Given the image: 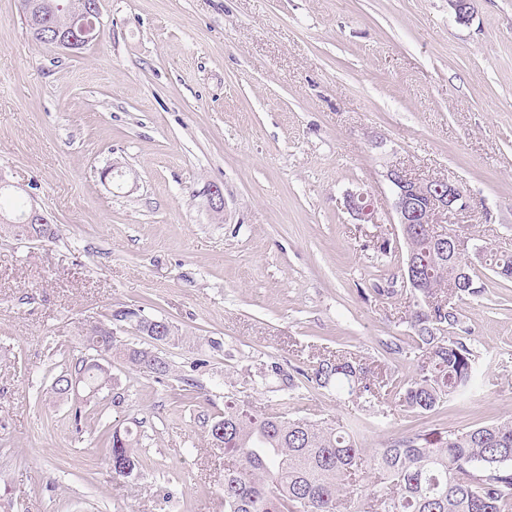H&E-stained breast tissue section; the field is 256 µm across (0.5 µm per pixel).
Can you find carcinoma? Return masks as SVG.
<instances>
[{
  "label": "carcinoma",
  "mask_w": 512,
  "mask_h": 512,
  "mask_svg": "<svg viewBox=\"0 0 512 512\" xmlns=\"http://www.w3.org/2000/svg\"><path fill=\"white\" fill-rule=\"evenodd\" d=\"M461 238L455 229L439 239L427 224L409 225L407 250L418 284L410 328L413 348L422 352L415 378L371 380L351 355L323 359L298 374L320 388L334 384L364 407L392 395L418 413L470 390L475 353L457 336L461 318L452 299L477 296L483 284L456 250ZM491 271L512 282V256L495 259ZM121 316L125 313L116 310L89 329V349L98 355L118 349L112 320ZM123 355L159 378L169 373V363L145 349L125 347ZM107 384L105 368L88 358L56 376L52 390L67 397L81 388L91 399ZM208 433L232 460L224 468V512H343L347 491L371 470L381 487L368 494L362 512H512V421L437 437L415 433L370 453L340 425L259 413L230 401ZM101 441L106 460L114 463V478L137 474L142 461L132 429L106 428Z\"/></svg>",
  "instance_id": "cac0c4a2"
}]
</instances>
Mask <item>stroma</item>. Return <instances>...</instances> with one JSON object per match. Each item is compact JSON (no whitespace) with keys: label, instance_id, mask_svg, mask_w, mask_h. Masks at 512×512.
Returning <instances> with one entry per match:
<instances>
[{"label":"stroma","instance_id":"1","mask_svg":"<svg viewBox=\"0 0 512 512\" xmlns=\"http://www.w3.org/2000/svg\"><path fill=\"white\" fill-rule=\"evenodd\" d=\"M81 50L32 37L0 0V174L55 239L0 232V512H224L208 429L232 400L340 422L360 447L512 420V282L480 268L459 301L477 384L434 411L363 410L289 388L293 365L354 354L415 376L414 296L386 179L396 165L459 185L448 227L512 254V0H101ZM121 183L103 180L110 166ZM224 188L211 212L207 184ZM368 195L377 218L344 208ZM396 296H384L387 288ZM166 320L171 372L112 355L75 410L54 377L120 308ZM136 427L143 460L115 479L103 427ZM346 209L363 223H376V217L363 192H349L345 196Z\"/></svg>","mask_w":512,"mask_h":512}]
</instances>
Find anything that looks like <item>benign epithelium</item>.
<instances>
[{
    "mask_svg": "<svg viewBox=\"0 0 512 512\" xmlns=\"http://www.w3.org/2000/svg\"><path fill=\"white\" fill-rule=\"evenodd\" d=\"M23 17L30 32L49 43L52 48L79 50L97 39L101 25L100 0L88 4L86 0H21ZM66 14L71 24L64 33L40 22L43 11ZM394 192V210L401 232H406L409 224H436L439 219L466 206L463 192L454 183L445 180L416 182L407 177L397 167H390L386 173ZM208 207L219 213L223 210L224 195L217 185H209L204 190ZM346 209L357 219L375 224L376 217L362 192H349L345 196ZM24 229L32 224H45L47 219L35 208L10 220Z\"/></svg>",
    "mask_w": 512,
    "mask_h": 512,
    "instance_id": "7a95c632",
    "label": "benign epithelium"
}]
</instances>
